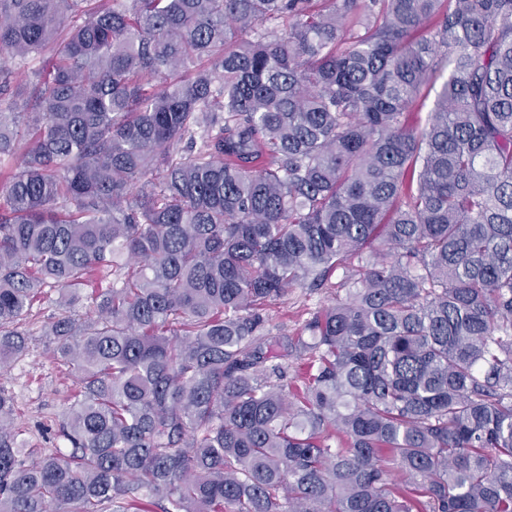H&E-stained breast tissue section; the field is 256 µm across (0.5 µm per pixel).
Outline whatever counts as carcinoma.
<instances>
[{
	"label": "carcinoma",
	"instance_id": "obj_1",
	"mask_svg": "<svg viewBox=\"0 0 512 512\" xmlns=\"http://www.w3.org/2000/svg\"><path fill=\"white\" fill-rule=\"evenodd\" d=\"M0 58V370L53 287L75 383L68 455L0 391V512H512V0H0ZM338 291V293H337ZM335 294L345 296V291L340 289H323L321 291H309L306 288H291L288 291V299L284 304L270 307L267 311L270 321L268 328L273 333H287L290 337L300 336L304 321L310 317L309 313L323 305L330 304Z\"/></svg>",
	"mask_w": 512,
	"mask_h": 512
}]
</instances>
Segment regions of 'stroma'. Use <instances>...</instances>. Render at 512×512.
<instances>
[{
  "mask_svg": "<svg viewBox=\"0 0 512 512\" xmlns=\"http://www.w3.org/2000/svg\"><path fill=\"white\" fill-rule=\"evenodd\" d=\"M334 296L331 289H290L284 303L270 308L268 326L275 332L300 336L310 312L330 304ZM58 312L54 297L34 302L21 322L22 329L30 334L28 350L7 371L0 373V389L13 398L14 424L22 431L29 447L41 450L56 448L65 453L69 445L59 437L57 429L74 383L60 371L50 352V343L43 334L45 323Z\"/></svg>",
  "mask_w": 512,
  "mask_h": 512,
  "instance_id": "35a3bbf8",
  "label": "stroma"
}]
</instances>
